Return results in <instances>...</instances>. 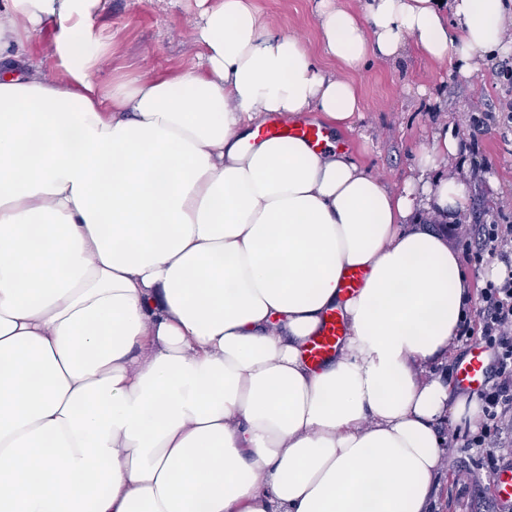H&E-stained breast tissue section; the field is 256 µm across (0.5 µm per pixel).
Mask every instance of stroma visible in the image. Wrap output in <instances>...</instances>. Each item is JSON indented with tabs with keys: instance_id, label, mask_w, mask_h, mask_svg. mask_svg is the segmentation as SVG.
I'll use <instances>...</instances> for the list:
<instances>
[{
	"instance_id": "obj_1",
	"label": "stroma",
	"mask_w": 512,
	"mask_h": 512,
	"mask_svg": "<svg viewBox=\"0 0 512 512\" xmlns=\"http://www.w3.org/2000/svg\"><path fill=\"white\" fill-rule=\"evenodd\" d=\"M270 31L297 33L311 51H318V0H252ZM199 17L195 0H105L96 19L112 52L97 71L106 81L132 72L171 75L196 60L194 37ZM351 79L362 100V116L337 144L359 164L400 189L419 155L441 124L453 127L464 150L439 163L441 178L466 177L471 203L462 224L512 221V51L490 62L472 80H460L447 64L410 54L394 63H374L353 71L336 67ZM496 113L485 127L477 152H469L475 118ZM469 468L480 482L478 491L455 482L458 468ZM492 478L483 469L478 450L447 449L432 512H494Z\"/></svg>"
}]
</instances>
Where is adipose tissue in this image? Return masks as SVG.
Here are the masks:
<instances>
[{"label": "adipose tissue", "instance_id": "1", "mask_svg": "<svg viewBox=\"0 0 512 512\" xmlns=\"http://www.w3.org/2000/svg\"><path fill=\"white\" fill-rule=\"evenodd\" d=\"M196 2L193 66L101 83L103 0H0V512H431L441 423L481 415L434 373L472 285L410 224L468 210L466 179L429 177L458 139L439 127L397 191L257 130L352 129L321 56L474 75L512 0H319L317 56L250 0ZM331 310L347 336L314 368Z\"/></svg>", "mask_w": 512, "mask_h": 512}]
</instances>
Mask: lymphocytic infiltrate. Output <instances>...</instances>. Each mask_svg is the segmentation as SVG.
<instances>
[{
	"label": "lymphocytic infiltrate",
	"mask_w": 512,
	"mask_h": 512,
	"mask_svg": "<svg viewBox=\"0 0 512 512\" xmlns=\"http://www.w3.org/2000/svg\"><path fill=\"white\" fill-rule=\"evenodd\" d=\"M450 237L462 242L475 263L495 258L506 267L504 277L486 282L476 310L479 341L492 353L488 380L479 392L482 414L477 433L468 447L480 449L485 466L497 473L500 463L512 457L505 435L512 434V224H452Z\"/></svg>",
	"instance_id": "1"
}]
</instances>
